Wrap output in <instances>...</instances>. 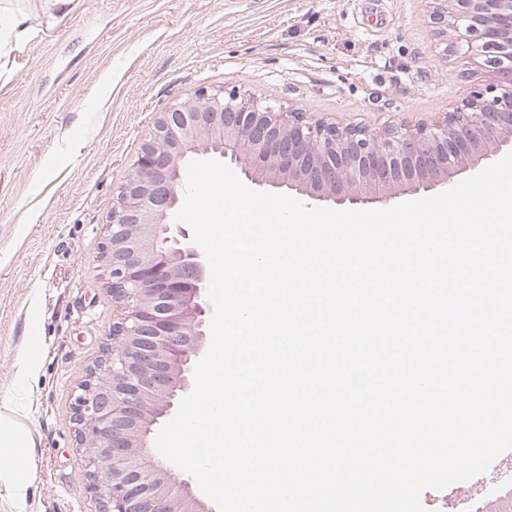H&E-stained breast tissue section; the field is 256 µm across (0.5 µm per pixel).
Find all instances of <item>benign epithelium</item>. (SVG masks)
<instances>
[{
	"label": "benign epithelium",
	"mask_w": 512,
	"mask_h": 512,
	"mask_svg": "<svg viewBox=\"0 0 512 512\" xmlns=\"http://www.w3.org/2000/svg\"><path fill=\"white\" fill-rule=\"evenodd\" d=\"M432 23L484 75L440 121L339 127L248 90L199 88L159 113L112 206L102 265L120 307L112 347L80 385L79 461L98 512H207L150 448L203 354L206 256L174 221L183 163L217 155L258 186L335 205L389 202L450 187L512 152V0H430Z\"/></svg>",
	"instance_id": "7a95c632"
}]
</instances>
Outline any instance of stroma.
Segmentation results:
<instances>
[{
	"mask_svg": "<svg viewBox=\"0 0 512 512\" xmlns=\"http://www.w3.org/2000/svg\"><path fill=\"white\" fill-rule=\"evenodd\" d=\"M427 0H0V512H95L78 385L110 345L100 256L159 112L203 86L372 130L442 118L477 82ZM16 446L24 443L27 439L26 430L19 426L11 416L3 411L0 412V440Z\"/></svg>",
	"mask_w": 512,
	"mask_h": 512,
	"instance_id": "stroma-1",
	"label": "stroma"
}]
</instances>
